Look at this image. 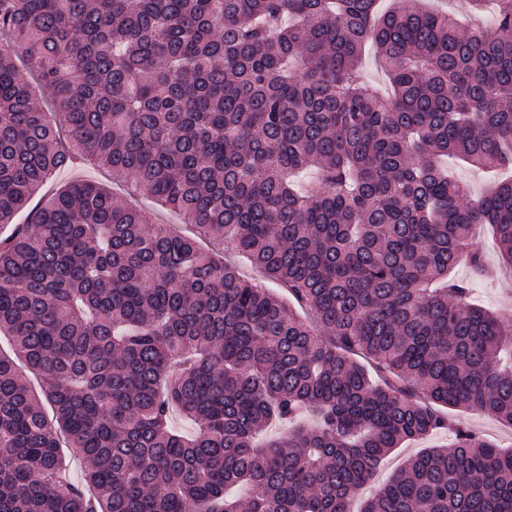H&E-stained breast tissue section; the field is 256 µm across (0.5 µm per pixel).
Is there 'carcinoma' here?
I'll use <instances>...</instances> for the list:
<instances>
[{"label": "carcinoma", "instance_id": "cac0c4a2", "mask_svg": "<svg viewBox=\"0 0 512 512\" xmlns=\"http://www.w3.org/2000/svg\"><path fill=\"white\" fill-rule=\"evenodd\" d=\"M497 3L464 32L418 0H0V512H348L385 456L443 430L362 512H512V450L445 412L512 425V325L452 275L487 274L481 224L512 266V179L469 199L437 164L512 168ZM82 161L193 232L84 180L14 222ZM308 408L316 427L254 443Z\"/></svg>", "mask_w": 512, "mask_h": 512}]
</instances>
